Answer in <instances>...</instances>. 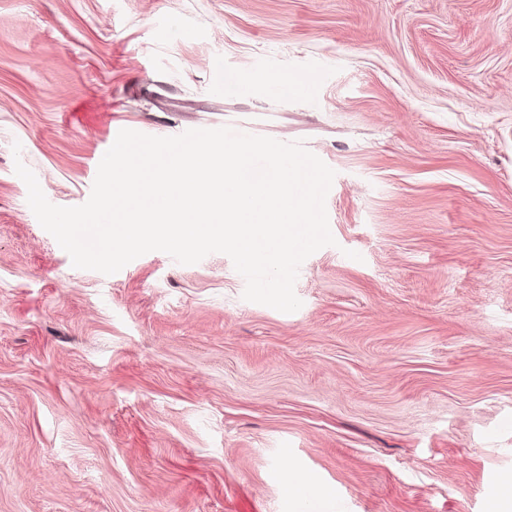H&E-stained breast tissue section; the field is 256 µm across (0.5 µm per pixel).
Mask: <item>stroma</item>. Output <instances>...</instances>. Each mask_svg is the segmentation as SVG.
Wrapping results in <instances>:
<instances>
[{"mask_svg": "<svg viewBox=\"0 0 512 512\" xmlns=\"http://www.w3.org/2000/svg\"><path fill=\"white\" fill-rule=\"evenodd\" d=\"M230 123L336 173L295 312L74 268L15 172L78 206L117 130ZM507 418L512 0H0V512H490Z\"/></svg>", "mask_w": 512, "mask_h": 512, "instance_id": "35a3bbf8", "label": "stroma"}]
</instances>
